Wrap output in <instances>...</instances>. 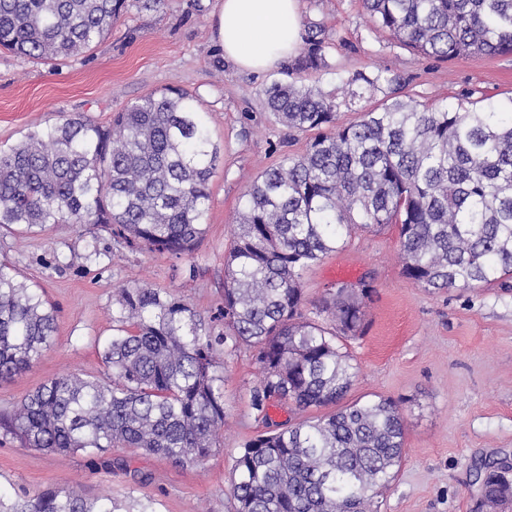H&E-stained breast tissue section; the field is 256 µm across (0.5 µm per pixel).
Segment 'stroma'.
Returning <instances> with one entry per match:
<instances>
[{
	"instance_id": "stroma-1",
	"label": "stroma",
	"mask_w": 512,
	"mask_h": 512,
	"mask_svg": "<svg viewBox=\"0 0 512 512\" xmlns=\"http://www.w3.org/2000/svg\"><path fill=\"white\" fill-rule=\"evenodd\" d=\"M218 0H165L142 8L130 0L122 18L90 51L43 62L0 50V146L83 113L111 122L141 96L170 88L191 94L223 156L209 182L208 232L181 258L135 253L85 224H53L39 234H0V257L19 279L42 288L57 309L52 345L21 374L0 381V412L50 378L102 376L101 352L112 335V298L127 285L172 291L202 317L224 301V254L242 196L284 156L305 153L313 132L289 130L269 112L264 92L288 78L287 66L263 74L237 70L213 41ZM303 25L325 29L327 67L303 74L337 100L349 98L356 72L400 75L398 94L429 106L503 105L512 100V54L445 61L427 58L377 29L362 0H300ZM101 255L89 262V243ZM367 281L373 292L365 326L347 339L357 367L352 397L404 400L405 458L380 497L381 512H476L474 464L512 461V287L428 291L408 280L398 229L354 230L345 246L303 276L308 302L337 282ZM224 426L220 446L182 466L115 448L67 456L0 440V496L75 485L106 496L117 512H227L234 461L260 426L249 393L263 373L246 349L224 355Z\"/></svg>"
}]
</instances>
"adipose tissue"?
Segmentation results:
<instances>
[{"label":"adipose tissue","instance_id":"obj_1","mask_svg":"<svg viewBox=\"0 0 512 512\" xmlns=\"http://www.w3.org/2000/svg\"><path fill=\"white\" fill-rule=\"evenodd\" d=\"M302 34L299 0H219L214 40L237 69L262 73L288 62Z\"/></svg>","mask_w":512,"mask_h":512}]
</instances>
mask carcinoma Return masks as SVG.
Here are the masks:
<instances>
[{"mask_svg":"<svg viewBox=\"0 0 512 512\" xmlns=\"http://www.w3.org/2000/svg\"><path fill=\"white\" fill-rule=\"evenodd\" d=\"M378 28L423 56L512 53V0H363ZM127 0H0V48L49 62L91 50ZM323 29L307 27L292 70L326 67ZM352 97L400 76L354 73ZM266 105L316 131L247 189L224 257V306L204 321L171 291L120 289L106 378L56 376L0 419L3 437L68 455L131 448L179 465L210 456L224 425L223 348L249 349L264 371L249 406L266 431L235 460L234 512H380L401 465L405 420L381 396L348 400L356 377L342 340L361 328L370 285L340 282L307 305L302 276L353 228L398 227L405 276L429 290L512 279V113L432 107L397 96L336 124L339 104L293 78ZM220 158L192 95L151 92L104 127L67 115L0 147V228L39 233L89 224L131 251L189 255L202 241ZM57 309L0 261V380L41 355ZM316 412L273 423L270 410ZM512 465L475 468L479 508L512 501ZM0 512H115L112 499L47 488Z\"/></svg>","mask_w":512,"mask_h":512,"instance_id":"1","label":"carcinoma"}]
</instances>
